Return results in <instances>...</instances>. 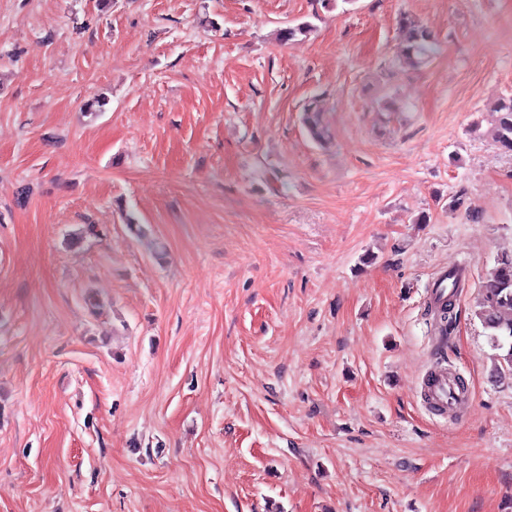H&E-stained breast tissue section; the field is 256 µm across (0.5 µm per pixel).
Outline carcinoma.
<instances>
[{"label": "carcinoma", "instance_id": "cac0c4a2", "mask_svg": "<svg viewBox=\"0 0 512 512\" xmlns=\"http://www.w3.org/2000/svg\"><path fill=\"white\" fill-rule=\"evenodd\" d=\"M314 26L303 22L297 26L277 31L276 40L289 44L306 37ZM398 30L402 43V55L410 63L421 65L427 63L435 54V42L431 33L414 17L403 14L398 20ZM495 114L491 130L493 141L504 151L512 152V96L496 100L490 107ZM302 124L312 141L319 145L329 139V132L323 124L319 101L312 98L303 108ZM463 272L460 269L448 271V302L432 309L437 325L445 334H450L456 327L458 310L456 298L462 288ZM477 316L482 322L495 346L507 347L503 361L512 372V253L505 252L497 257L495 266L489 272L482 285L480 309Z\"/></svg>", "mask_w": 512, "mask_h": 512}]
</instances>
